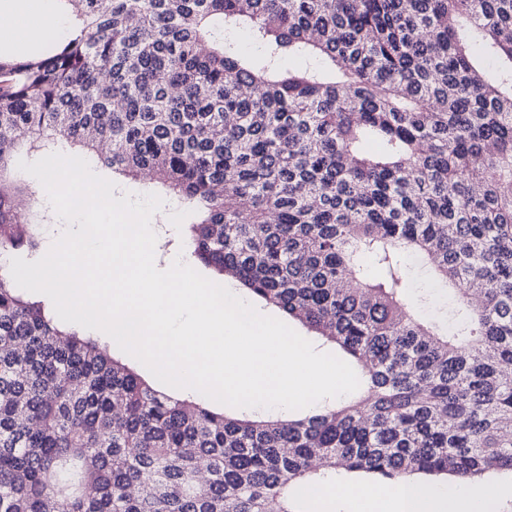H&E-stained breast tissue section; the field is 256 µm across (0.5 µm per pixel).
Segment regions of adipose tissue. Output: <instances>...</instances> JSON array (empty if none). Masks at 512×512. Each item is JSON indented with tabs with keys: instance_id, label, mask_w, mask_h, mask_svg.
<instances>
[{
	"instance_id": "obj_1",
	"label": "adipose tissue",
	"mask_w": 512,
	"mask_h": 512,
	"mask_svg": "<svg viewBox=\"0 0 512 512\" xmlns=\"http://www.w3.org/2000/svg\"><path fill=\"white\" fill-rule=\"evenodd\" d=\"M69 30L54 0H11L0 8V41L18 37L34 42L48 32ZM488 495V490L482 488L451 490L424 482L398 483L391 488L397 512H486Z\"/></svg>"
}]
</instances>
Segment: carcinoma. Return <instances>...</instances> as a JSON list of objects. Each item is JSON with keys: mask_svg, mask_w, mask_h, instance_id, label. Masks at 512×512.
Wrapping results in <instances>:
<instances>
[{"mask_svg": "<svg viewBox=\"0 0 512 512\" xmlns=\"http://www.w3.org/2000/svg\"><path fill=\"white\" fill-rule=\"evenodd\" d=\"M55 3L69 34L0 52V512H323L340 468L512 473V0ZM68 147L196 212L191 261L361 363L364 398L228 417L23 295L11 256L55 215L18 221L8 172ZM412 257L454 292L440 322ZM101 347L105 350L108 357L111 359H114L122 364H124L126 367L130 368L133 372L138 374L142 379L147 381L152 387L155 389L168 393V385L163 384L159 380H157L153 374L137 359L134 357L126 354L122 350L119 349L117 344L112 340V345L103 342L100 339H98Z\"/></svg>", "mask_w": 512, "mask_h": 512, "instance_id": "obj_1", "label": "carcinoma"}]
</instances>
